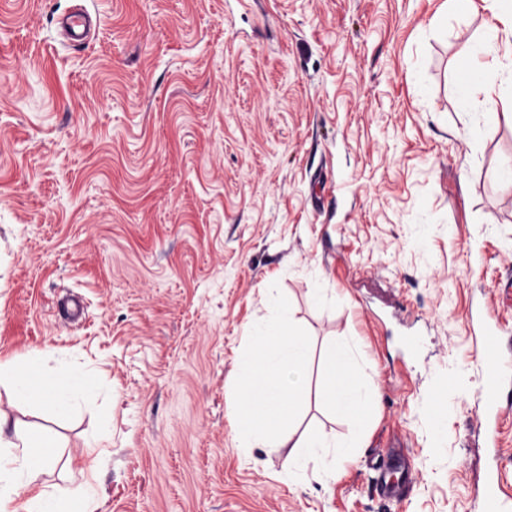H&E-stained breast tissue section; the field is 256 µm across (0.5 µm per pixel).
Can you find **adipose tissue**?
<instances>
[{
    "instance_id": "obj_1",
    "label": "adipose tissue",
    "mask_w": 512,
    "mask_h": 512,
    "mask_svg": "<svg viewBox=\"0 0 512 512\" xmlns=\"http://www.w3.org/2000/svg\"><path fill=\"white\" fill-rule=\"evenodd\" d=\"M487 12L485 30L489 39L482 46L489 64L479 66L478 80L461 81L457 87L463 103L484 94L488 112H495L498 97L504 96V72L512 73V0H483ZM6 383L15 399L45 409L50 417L68 413L88 385L79 376L48 374L31 362L0 360V383ZM6 414L0 412V512H7L17 488L33 489L18 512H95L87 475L70 477L64 487L41 489V477L55 466L56 441L45 429H9Z\"/></svg>"
}]
</instances>
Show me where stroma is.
<instances>
[{"mask_svg": "<svg viewBox=\"0 0 512 512\" xmlns=\"http://www.w3.org/2000/svg\"><path fill=\"white\" fill-rule=\"evenodd\" d=\"M446 2L0 0V359L93 384L55 424L1 385L0 410L94 455L96 512H487L494 474L512 495L469 319L512 326V123L459 101L486 14ZM77 7L99 26L66 47ZM274 284L380 396L326 483L229 422ZM323 365L302 426L341 438ZM394 464L404 493L379 497Z\"/></svg>", "mask_w": 512, "mask_h": 512, "instance_id": "1", "label": "stroma"}]
</instances>
